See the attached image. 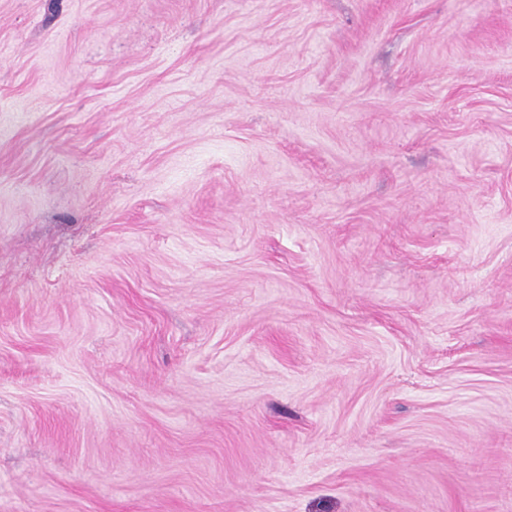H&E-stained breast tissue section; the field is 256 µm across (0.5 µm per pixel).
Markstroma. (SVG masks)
<instances>
[{
    "mask_svg": "<svg viewBox=\"0 0 512 512\" xmlns=\"http://www.w3.org/2000/svg\"><path fill=\"white\" fill-rule=\"evenodd\" d=\"M0 512H512V0H0Z\"/></svg>",
    "mask_w": 512,
    "mask_h": 512,
    "instance_id": "1",
    "label": "stroma"
}]
</instances>
